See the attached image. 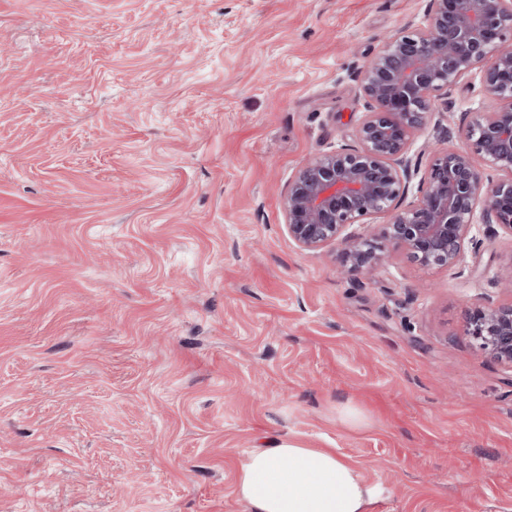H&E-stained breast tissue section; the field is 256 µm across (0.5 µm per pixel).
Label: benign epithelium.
Wrapping results in <instances>:
<instances>
[{
  "instance_id": "benign-epithelium-1",
  "label": "benign epithelium",
  "mask_w": 512,
  "mask_h": 512,
  "mask_svg": "<svg viewBox=\"0 0 512 512\" xmlns=\"http://www.w3.org/2000/svg\"><path fill=\"white\" fill-rule=\"evenodd\" d=\"M477 69L496 107L460 129L465 147L433 156L417 198L407 201L419 173L408 158L414 133ZM360 89L366 112L357 146L308 161L288 184V233L299 247L341 240L342 269L373 274L397 249L424 267L457 265L478 217L487 233L512 234V0H428L422 25L387 37L364 65ZM476 156L502 178L485 181ZM382 213L390 221L378 232H348ZM465 335L512 366V303L473 311Z\"/></svg>"
}]
</instances>
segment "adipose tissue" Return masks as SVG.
Masks as SVG:
<instances>
[{
	"label": "adipose tissue",
	"mask_w": 512,
	"mask_h": 512,
	"mask_svg": "<svg viewBox=\"0 0 512 512\" xmlns=\"http://www.w3.org/2000/svg\"><path fill=\"white\" fill-rule=\"evenodd\" d=\"M237 493L250 512H367L383 488L335 451L279 440L247 455Z\"/></svg>",
	"instance_id": "ef3b65f1"
}]
</instances>
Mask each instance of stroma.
Instances as JSON below:
<instances>
[{"label":"stroma","mask_w":512,"mask_h":512,"mask_svg":"<svg viewBox=\"0 0 512 512\" xmlns=\"http://www.w3.org/2000/svg\"><path fill=\"white\" fill-rule=\"evenodd\" d=\"M427 0H0V512H248L255 448H331L368 512H512V235L349 275L283 201L355 145ZM409 155L490 111L464 78ZM464 331L481 350L512 367V303L476 309Z\"/></svg>","instance_id":"35a3bbf8"}]
</instances>
